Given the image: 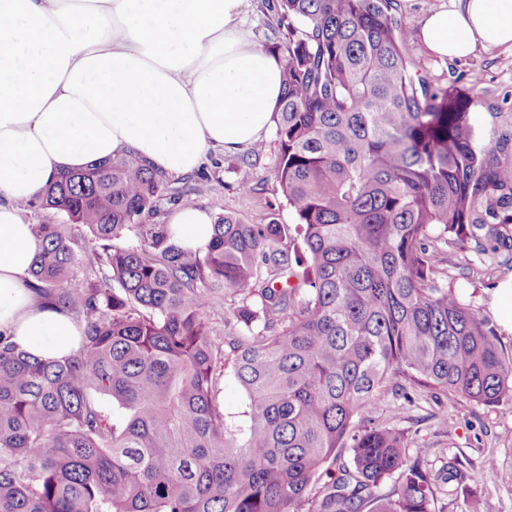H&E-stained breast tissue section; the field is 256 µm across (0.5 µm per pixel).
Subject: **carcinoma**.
Masks as SVG:
<instances>
[{"mask_svg":"<svg viewBox=\"0 0 512 512\" xmlns=\"http://www.w3.org/2000/svg\"><path fill=\"white\" fill-rule=\"evenodd\" d=\"M402 8L267 0L287 52L276 179L297 223L226 214L185 250L150 223L171 177L133 153L35 199L89 234L77 251L64 225H36L30 271L80 340L46 362L0 332V512H432L438 476L361 415L384 387L408 407L411 385L512 399L496 326L448 287L438 247L474 253L476 275L512 271V120L486 141L409 69ZM296 236L302 252L279 248ZM222 292L241 304L218 336ZM229 367L238 414L219 403ZM340 448L350 463L309 496Z\"/></svg>","mask_w":512,"mask_h":512,"instance_id":"cac0c4a2","label":"carcinoma"}]
</instances>
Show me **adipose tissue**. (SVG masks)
I'll list each match as a JSON object with an SVG mask.
<instances>
[{
    "label": "adipose tissue",
    "mask_w": 512,
    "mask_h": 512,
    "mask_svg": "<svg viewBox=\"0 0 512 512\" xmlns=\"http://www.w3.org/2000/svg\"><path fill=\"white\" fill-rule=\"evenodd\" d=\"M252 0H0V331L34 357L77 349L71 316L31 288L40 249L26 205L57 177L131 151L172 176L269 130L282 61L243 27ZM417 45L448 62L512 56V0H440ZM212 217H170L206 250Z\"/></svg>",
    "instance_id": "ef3b65f1"
}]
</instances>
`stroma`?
<instances>
[{
  "instance_id": "obj_1",
  "label": "stroma",
  "mask_w": 512,
  "mask_h": 512,
  "mask_svg": "<svg viewBox=\"0 0 512 512\" xmlns=\"http://www.w3.org/2000/svg\"><path fill=\"white\" fill-rule=\"evenodd\" d=\"M414 69L428 75L435 85L454 86L468 102L480 136H490L491 113L512 116V60L485 53L469 65L413 59ZM279 147L274 132H267L254 146L237 153H208L192 174L174 178L159 204L157 223H168L177 209L176 198L191 192L198 208L218 217L232 214L248 224L271 221L292 224L296 214L275 179ZM249 183L250 195L239 191ZM472 253L453 250L448 280L459 288L464 301L480 316L499 323L512 315V298H498L496 279L469 277ZM499 340L506 357H512V331L501 327ZM415 405L402 410L392 392H385L369 417L374 423L394 426L408 436L409 456L420 458L433 473H440L452 458H459L464 475H476L477 492L484 512H512V400L488 408L461 396L414 390Z\"/></svg>"
}]
</instances>
